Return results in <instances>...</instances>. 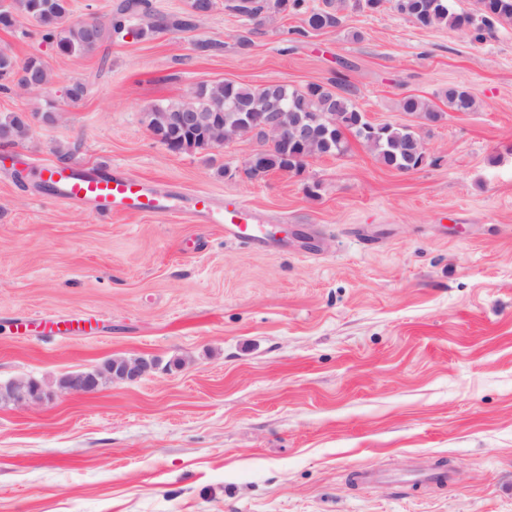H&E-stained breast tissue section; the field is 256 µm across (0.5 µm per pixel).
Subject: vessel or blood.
<instances>
[{
	"label": "vessel or blood",
	"mask_w": 512,
	"mask_h": 512,
	"mask_svg": "<svg viewBox=\"0 0 512 512\" xmlns=\"http://www.w3.org/2000/svg\"><path fill=\"white\" fill-rule=\"evenodd\" d=\"M41 175L61 199L93 204L100 216L135 211L165 216L179 208L177 198L154 190L135 177L113 178L79 167L45 169ZM191 207L210 223L223 225L225 238L231 240L247 238L248 225L256 221L252 209L238 197L218 206L208 196L197 195L192 198Z\"/></svg>",
	"instance_id": "b4317fda"
}]
</instances>
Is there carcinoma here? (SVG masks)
<instances>
[{
	"label": "carcinoma",
	"instance_id": "carcinoma-1",
	"mask_svg": "<svg viewBox=\"0 0 512 512\" xmlns=\"http://www.w3.org/2000/svg\"><path fill=\"white\" fill-rule=\"evenodd\" d=\"M251 7L227 4L225 8L236 12L244 20H251L250 12L261 15V22L290 14L301 16V26L295 33L303 37L310 30L319 31L340 25L336 9H328L331 0H323V6L310 8L305 0H248ZM394 9L423 27L447 25L477 37L483 29H490L497 20L512 21V0H479L480 19L453 10L451 0H393ZM215 7V0H190V12L184 15H168L154 10L151 0H121L105 18L86 20L69 19L68 0H8L0 4V28L11 29L19 18L35 20L42 37L54 44L62 55H85L95 51L112 35L120 34L132 22H138L136 36L151 38L164 31L193 29L204 21ZM28 78L41 86L49 83V73L37 58L20 61L5 49H0V91L23 89L22 81ZM448 108L468 112L475 102L463 87L448 88ZM401 110L417 114L424 119L434 111L422 99L408 96L401 101ZM156 112L204 113L212 117L218 126L230 123L239 112H278L279 125L288 126L305 118L326 116L336 121L326 126L327 134L319 142L320 151L328 156L344 155L349 150L346 134H353L386 166L393 169L414 168L419 164L418 147L422 140L413 131L392 124L373 126L365 120L361 111L349 98L325 84L309 83L301 88L281 84L263 87H247L232 82H217L198 86L188 98L156 104L149 109L148 117ZM26 117L14 113L0 117V142L13 145L28 132ZM171 134L181 137V150H205V132L178 129ZM267 168L295 169L294 149L269 157Z\"/></svg>",
	"mask_w": 512,
	"mask_h": 512
}]
</instances>
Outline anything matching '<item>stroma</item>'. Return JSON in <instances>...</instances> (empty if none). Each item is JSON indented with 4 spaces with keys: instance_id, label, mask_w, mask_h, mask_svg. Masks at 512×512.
I'll return each mask as SVG.
<instances>
[{
    "instance_id": "1",
    "label": "stroma",
    "mask_w": 512,
    "mask_h": 512,
    "mask_svg": "<svg viewBox=\"0 0 512 512\" xmlns=\"http://www.w3.org/2000/svg\"><path fill=\"white\" fill-rule=\"evenodd\" d=\"M300 24L258 27L215 0L195 30L81 56L29 20L0 29V48L52 77L0 92V114L30 124L0 145V381L45 388L0 405V512H512V22L475 40L347 0L340 26ZM342 75L372 122L412 126L423 166L354 140L249 180L255 141L175 154L143 121L203 83ZM451 86L473 111L449 109ZM407 96L442 121L402 112ZM62 165L146 180L181 208L97 215L41 188ZM198 194L241 197L265 239H225L192 212ZM115 356L160 366L58 391ZM440 462L447 484L419 479ZM101 375L104 374L98 367L84 371L77 376L66 375L60 380L59 388L68 394L91 391L96 387L98 377Z\"/></svg>"
}]
</instances>
